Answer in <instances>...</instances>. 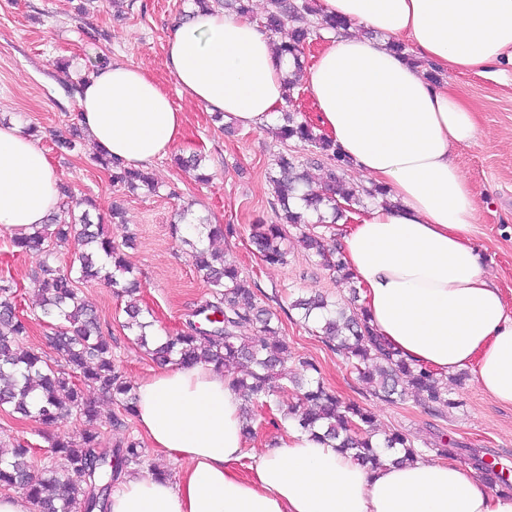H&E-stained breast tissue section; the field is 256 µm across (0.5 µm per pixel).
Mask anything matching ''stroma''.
<instances>
[{
	"label": "stroma",
	"instance_id": "1",
	"mask_svg": "<svg viewBox=\"0 0 512 512\" xmlns=\"http://www.w3.org/2000/svg\"><path fill=\"white\" fill-rule=\"evenodd\" d=\"M191 0H0V121H21L40 132L39 144L48 152L61 183L76 198L91 199L105 215V229L113 246L122 249L142 284V305L155 318L160 333L182 329L209 290L194 270L187 248L176 240L171 222L177 209L214 224H231L235 233L213 242L226 260L235 262L248 281L265 295L323 292L343 301L348 291L336 284L329 271L316 264L298 245V229L288 228V263L270 266L256 254L250 236L256 221L274 222L269 173L274 157L284 146L267 128L233 126L224 132L213 124L204 107L178 93L174 77L164 64V47L174 26L187 12ZM105 56L147 68L170 94L185 117L181 138L170 155L149 167L158 194L129 193L112 186L96 164V149L81 131L74 82L90 61ZM70 60L68 72H60L57 60ZM447 80L475 113L479 137L458 149L456 160L472 184L478 199L473 241L483 255L485 270L501 289L512 308V66L488 68L483 73H456ZM82 134L81 151L63 155L53 137ZM202 153L213 175L210 184L196 182L193 173L179 169L173 155ZM120 206L124 219L110 222L112 206ZM41 260L39 251L15 255L12 236L0 232V277L14 279L22 287V306L30 317V331L23 347L47 350V327L38 319V285L31 277ZM82 298L94 307L105 336L112 344V359L127 381L135 383L156 364L121 326V299L96 282L79 285ZM283 338L293 354L312 359L327 386L343 397L368 407L380 431L400 429L426 445L445 439L462 449L456 463L470 465V452L485 461L512 469V407H506L482 391L472 370L449 376L448 396L457 406L435 415L413 399L390 403L373 397L370 385L351 373L341 356L330 350L298 319H283ZM85 393L95 402L101 421L95 429L103 447L126 437H139L133 416L103 398L96 388ZM278 409L260 413L251 448L279 442L284 433L280 407L295 404L297 393L284 385L277 394ZM120 417V426L108 423ZM38 424L24 423L0 411V453L10 454L16 441L38 447V458L52 454Z\"/></svg>",
	"mask_w": 512,
	"mask_h": 512
}]
</instances>
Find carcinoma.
<instances>
[{
    "instance_id": "carcinoma-1",
    "label": "carcinoma",
    "mask_w": 512,
    "mask_h": 512,
    "mask_svg": "<svg viewBox=\"0 0 512 512\" xmlns=\"http://www.w3.org/2000/svg\"><path fill=\"white\" fill-rule=\"evenodd\" d=\"M194 4L240 16L254 15L251 0H194ZM259 24L272 37L292 25L289 39L276 46L280 56L294 60L295 70L284 80V102L288 106L293 104L294 92L300 86L305 46L320 30L347 26L344 21L321 15L316 0H268ZM281 120L273 133L285 146L293 141L307 148L312 154L309 162L321 171L320 185L311 187L299 155L288 148L278 153L274 159L276 174L269 176L277 223L252 225L251 243L262 262L283 265L288 256L286 227L292 226L300 230L298 242L307 255L318 259L336 274L337 283L355 295L357 284L340 248L328 245L310 224L333 226L345 217L346 209L339 201L349 207L359 206L363 197L375 198L384 191L347 184L342 173L350 162L332 139L317 132L310 122L298 119L297 112L286 109L281 112ZM96 161L113 186L132 193L141 188L157 192V184L147 171L103 153L96 156ZM176 162L182 168L198 171L197 181H210V175L199 171L198 156L179 157ZM63 194L69 202L48 223L13 239V246L22 252L31 248L42 252L33 278L39 284L41 319L51 324L48 342L55 356L20 348L18 341L27 335L29 319L17 310L18 283L0 278L1 409L8 407L20 419H32L45 427L71 415L94 423L99 419L98 410L84 394V387L93 385L101 395L119 402L125 413L133 414L136 393L112 361V344L103 336L98 314L84 302L76 287L81 280H99L127 298L123 327L156 363H212L234 374L233 388L243 401L258 407L270 405L286 379L299 388V398L297 405L283 411L285 423L313 434L320 431L323 439L373 466L392 449L400 450L404 461L420 455L415 437L404 431L386 432L381 441H375L378 428L371 410L326 387L316 377L319 369L314 362L298 359L307 378L286 377L289 351L279 338L278 310L269 302L259 301L238 266L224 260V254L209 245V241L233 233V225L211 227L201 220L195 227L197 240L191 244L190 257L210 288V298L197 307L193 316L202 318L204 326L189 321L186 328L160 338V344L151 349L148 328L152 322L135 298L138 281L126 278L133 273L131 266L104 235L101 224L93 223L89 211H77L83 204L92 205V201L76 200L66 188ZM73 236L87 246V251L76 258L78 265L64 270L58 265V248ZM289 308L299 311L303 321L318 324V337L346 361L359 380L372 384L373 396L395 402L411 393L418 404L435 412L457 405L448 398V383L406 361L373 332L365 309L348 312L322 294L298 297ZM247 326L251 334H240ZM51 448L62 460L59 467L38 463L36 448L27 441L17 443L10 457L0 458V487L22 490L38 512L105 509L112 487L124 470L132 464L142 465L145 457V449L135 439L103 448L98 432L86 429L73 436L52 438ZM474 464L488 483L512 492V483L496 470L495 464L480 458L474 459Z\"/></svg>"
}]
</instances>
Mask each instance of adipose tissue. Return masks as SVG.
<instances>
[{"label": "adipose tissue", "instance_id": "adipose-tissue-1", "mask_svg": "<svg viewBox=\"0 0 512 512\" xmlns=\"http://www.w3.org/2000/svg\"><path fill=\"white\" fill-rule=\"evenodd\" d=\"M320 8L354 24L330 35L305 73L320 127L387 191L336 227L369 323L438 375L472 368L480 388L510 407L512 310L472 243L477 196L455 160L479 136L475 115L389 45L409 41L447 71L512 65V0H320ZM360 24L374 38L361 37ZM165 65L181 96L254 128L282 104L289 68L257 20L213 9L194 10L176 29ZM78 107L94 143L135 167L167 154L184 129L169 94L132 63L100 69ZM60 204L46 151L18 124H0V232L27 233ZM136 397L140 431L186 467L173 480L128 468L109 512H512L511 493L449 460L371 468L294 428L279 446L247 447L232 376L210 364L151 372Z\"/></svg>", "mask_w": 512, "mask_h": 512}]
</instances>
